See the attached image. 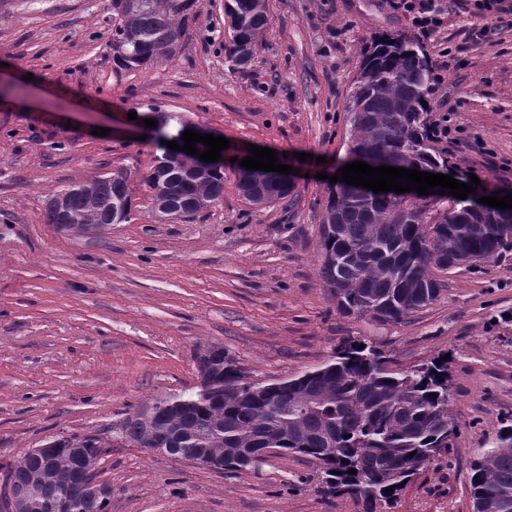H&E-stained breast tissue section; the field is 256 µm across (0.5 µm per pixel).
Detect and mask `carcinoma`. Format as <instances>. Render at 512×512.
I'll return each instance as SVG.
<instances>
[{
    "instance_id": "1",
    "label": "carcinoma",
    "mask_w": 512,
    "mask_h": 512,
    "mask_svg": "<svg viewBox=\"0 0 512 512\" xmlns=\"http://www.w3.org/2000/svg\"><path fill=\"white\" fill-rule=\"evenodd\" d=\"M196 0H112V63L132 70L176 54L186 11ZM230 45L236 64L253 56L267 24L266 0H230ZM429 66L414 36L387 35L372 44L347 105L351 161L370 166L448 167V152L431 136L434 119L424 105ZM244 199L270 202L291 193L280 174L259 170ZM129 175L109 172L89 184L64 188L67 203L47 206L48 223L77 233H98L130 218ZM161 221L190 217L224 196L221 166L203 168L184 153L158 165L146 178ZM439 195L392 199L343 182L329 189L321 224V276L347 315L398 322L440 295L437 272L512 254V211L491 213L468 200L450 213L436 208ZM126 441L148 448L166 437L169 456H209L240 471L261 460L263 450L299 453L325 475L326 492L349 496L364 512L394 507L419 471L451 448L456 435L450 411L448 360L395 369L382 352L349 341L324 366L277 386L253 382L219 347L202 385L187 396L157 399L127 417ZM471 462L474 512H512V424ZM97 452L79 462L72 448ZM51 460L26 453L5 475L18 485L37 484L41 496L22 512H49L45 504L69 494L73 512H110L83 486L82 469L96 470L104 445L96 436L63 438ZM356 473L351 475L349 470ZM392 486L394 490L386 492Z\"/></svg>"
}]
</instances>
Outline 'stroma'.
Listing matches in <instances>:
<instances>
[{"label":"stroma","instance_id":"35a3bbf8","mask_svg":"<svg viewBox=\"0 0 512 512\" xmlns=\"http://www.w3.org/2000/svg\"><path fill=\"white\" fill-rule=\"evenodd\" d=\"M224 3L198 0L169 61L119 72L112 0H0V473L51 440L95 434L110 512H361L325 494L321 468L298 453L225 471L112 433L154 398L195 391L200 348L223 347L270 383L355 340L402 368L449 353L456 438L391 512H473L470 462L512 418V255L441 273L438 299L399 322L341 313L320 274L328 177L349 162L364 50L413 28L389 0H267L263 40L237 66ZM442 5L420 46L427 106L451 129L448 168L479 178L475 197L512 196V29L478 0ZM478 24L488 37L473 36ZM153 108L231 142L223 199L183 221L155 216ZM251 144L298 168L286 198L240 195ZM117 170L129 174L128 222L96 235L48 223L49 194Z\"/></svg>","mask_w":512,"mask_h":512}]
</instances>
